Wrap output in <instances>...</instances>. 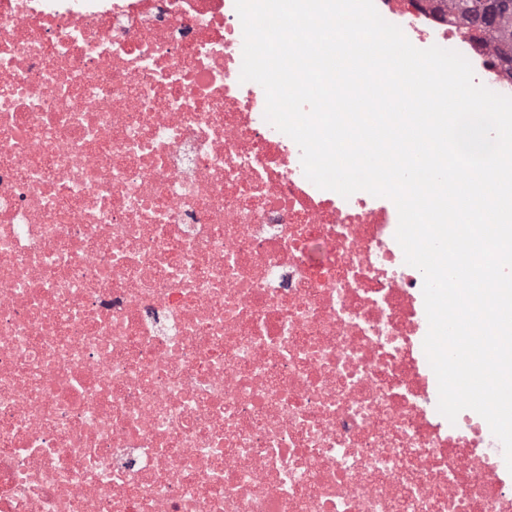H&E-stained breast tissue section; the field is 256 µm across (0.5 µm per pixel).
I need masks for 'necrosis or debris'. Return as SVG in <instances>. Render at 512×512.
Returning <instances> with one entry per match:
<instances>
[{"mask_svg":"<svg viewBox=\"0 0 512 512\" xmlns=\"http://www.w3.org/2000/svg\"><path fill=\"white\" fill-rule=\"evenodd\" d=\"M242 49L235 0H0V512H512L423 406L395 204L306 178Z\"/></svg>","mask_w":512,"mask_h":512,"instance_id":"obj_1","label":"necrosis or debris"}]
</instances>
